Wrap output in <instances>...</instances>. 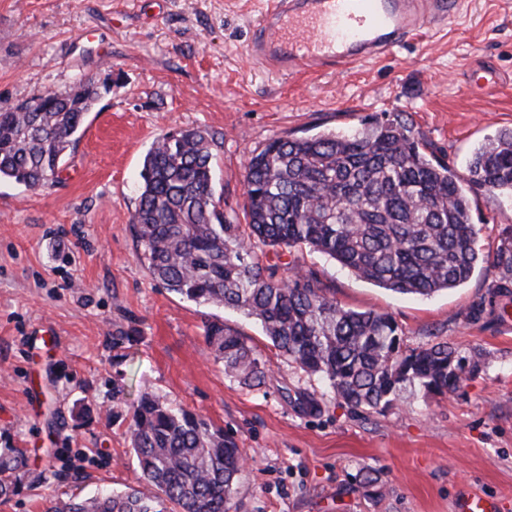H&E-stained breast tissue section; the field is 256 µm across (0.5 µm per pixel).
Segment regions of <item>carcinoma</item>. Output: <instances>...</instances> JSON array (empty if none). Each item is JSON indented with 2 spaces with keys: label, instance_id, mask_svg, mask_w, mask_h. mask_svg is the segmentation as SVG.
Wrapping results in <instances>:
<instances>
[{
  "label": "carcinoma",
  "instance_id": "obj_1",
  "mask_svg": "<svg viewBox=\"0 0 512 512\" xmlns=\"http://www.w3.org/2000/svg\"><path fill=\"white\" fill-rule=\"evenodd\" d=\"M109 90L91 79L69 92L0 110V181L49 186L74 150L87 112ZM217 137L193 128L147 151L130 226L140 259L163 288L258 321L288 362L324 381L355 410L382 411L406 394L454 393L479 371L446 342L408 349L388 313L355 311L329 296L313 270L261 263L258 250L308 248L357 278L394 293L430 297L466 283L483 262L470 199L447 165L421 148L396 114L350 133L270 141L245 177L247 223L224 216L216 195ZM468 184L512 196V130L482 144ZM206 338L224 374L254 390L262 354L215 320ZM132 449L152 495L132 489L50 501L46 512H230L245 453L224 429L151 394L133 407ZM19 448H0V474L17 471Z\"/></svg>",
  "mask_w": 512,
  "mask_h": 512
}]
</instances>
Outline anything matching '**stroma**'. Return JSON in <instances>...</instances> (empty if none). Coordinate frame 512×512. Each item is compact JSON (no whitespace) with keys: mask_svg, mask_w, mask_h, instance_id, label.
Segmentation results:
<instances>
[{"mask_svg":"<svg viewBox=\"0 0 512 512\" xmlns=\"http://www.w3.org/2000/svg\"><path fill=\"white\" fill-rule=\"evenodd\" d=\"M265 0H0V109L78 80L108 94L56 182H0V448L26 464L0 512L145 489L130 413L148 392L224 428L244 448L230 512H453L461 494L512 512V320L488 303L512 280L494 265L512 241V198L469 192L486 265L428 298L362 281L309 249L266 261L315 270L342 306L392 315L407 348L437 342L479 361L455 395L416 393L352 410L279 356L255 320L161 288L130 231L143 158L164 134L222 138L224 213L245 221L248 159L272 139L345 131L401 112L426 151L466 177L479 144L512 129V92L457 86L474 71L512 79V0H465L459 27L392 57L281 75L247 52ZM220 319L270 364L265 386L225 376L205 338ZM319 400L309 410L305 397ZM379 479L378 492L363 485Z\"/></svg>","mask_w":512,"mask_h":512,"instance_id":"1","label":"stroma"}]
</instances>
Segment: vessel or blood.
Listing matches in <instances>:
<instances>
[{
	"mask_svg": "<svg viewBox=\"0 0 512 512\" xmlns=\"http://www.w3.org/2000/svg\"><path fill=\"white\" fill-rule=\"evenodd\" d=\"M461 19V0H268L249 45L253 58L279 71L333 70L401 47L427 26ZM485 497L460 498L455 512H500Z\"/></svg>",
	"mask_w": 512,
	"mask_h": 512,
	"instance_id": "b4317fda",
	"label": "vessel or blood"
}]
</instances>
